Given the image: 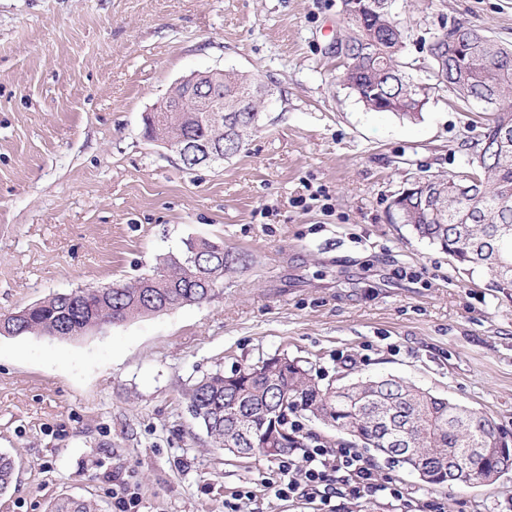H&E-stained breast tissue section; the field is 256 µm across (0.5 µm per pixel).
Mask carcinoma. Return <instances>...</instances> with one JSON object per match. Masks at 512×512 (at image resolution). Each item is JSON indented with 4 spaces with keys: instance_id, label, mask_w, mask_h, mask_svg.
<instances>
[{
    "instance_id": "cac0c4a2",
    "label": "carcinoma",
    "mask_w": 512,
    "mask_h": 512,
    "mask_svg": "<svg viewBox=\"0 0 512 512\" xmlns=\"http://www.w3.org/2000/svg\"><path fill=\"white\" fill-rule=\"evenodd\" d=\"M394 0H342L340 43L345 59L341 82L368 109L408 121L421 118L430 85L407 71L408 46L431 60V80L445 85L461 103L486 107L472 129H480L468 166L446 178H422L426 188L404 195L392 215L414 234L446 252L463 274L483 278L486 288L512 296V47L484 31L454 22L425 39L393 12ZM264 86L250 75L224 71V158L240 152L259 128ZM207 139L209 116L196 112L166 128V134ZM180 263L163 258L152 271L155 287L143 279L56 293L26 307L18 318L21 336L70 339L86 335L98 322L123 323L155 310H174L209 300L224 274L242 264V255L207 239L185 242ZM191 408L218 447L269 458L309 447L288 417L302 412L343 431L364 447L405 465L428 485L448 479V458L469 454L470 478L487 483L512 471V439L487 414L462 407L413 383L396 378H358L323 387L311 368L287 357L216 372L194 384ZM14 461L0 454V493L13 482ZM53 512H97L87 500L66 499Z\"/></svg>"
}]
</instances>
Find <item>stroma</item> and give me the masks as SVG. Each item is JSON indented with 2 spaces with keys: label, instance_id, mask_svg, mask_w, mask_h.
I'll return each instance as SVG.
<instances>
[{
  "label": "stroma",
  "instance_id": "35a3bbf8",
  "mask_svg": "<svg viewBox=\"0 0 512 512\" xmlns=\"http://www.w3.org/2000/svg\"><path fill=\"white\" fill-rule=\"evenodd\" d=\"M342 0H0V316L151 272L190 239L243 255L199 305L70 340L0 336V512L65 497L118 512H316L268 488L277 460L214 447L190 408L204 375L273 357L393 375L512 435V298L393 223L420 175L464 163L472 112L432 87L419 120L366 109L338 83ZM415 36L461 19L512 44V0H423ZM271 87L234 157L186 169L143 118L195 71ZM405 498L336 512H512V472L430 487L375 451Z\"/></svg>",
  "mask_w": 512,
  "mask_h": 512
}]
</instances>
